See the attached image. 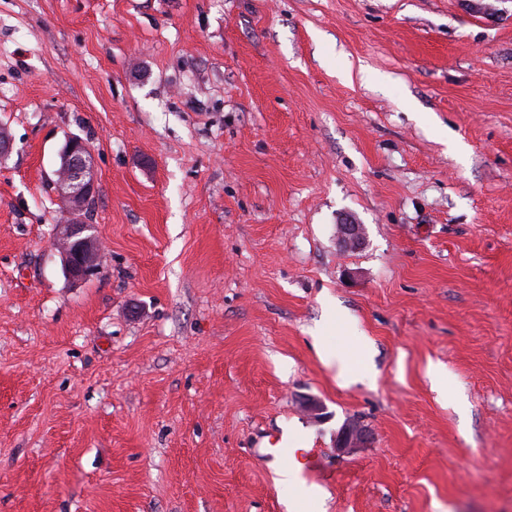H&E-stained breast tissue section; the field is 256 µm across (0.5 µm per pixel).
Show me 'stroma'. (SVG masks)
<instances>
[{
  "instance_id": "obj_1",
  "label": "stroma",
  "mask_w": 512,
  "mask_h": 512,
  "mask_svg": "<svg viewBox=\"0 0 512 512\" xmlns=\"http://www.w3.org/2000/svg\"><path fill=\"white\" fill-rule=\"evenodd\" d=\"M485 2L0 0V512H512V0ZM54 183L66 215L64 224H56L54 242L64 262L66 275L72 280H82L97 268L99 256L97 239L85 224V211L94 200L95 181L89 166V151L82 140L68 139L60 152L59 164L54 171Z\"/></svg>"
}]
</instances>
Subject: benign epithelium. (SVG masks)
Here are the masks:
<instances>
[{"instance_id":"benign-epithelium-1","label":"benign epithelium","mask_w":512,"mask_h":512,"mask_svg":"<svg viewBox=\"0 0 512 512\" xmlns=\"http://www.w3.org/2000/svg\"><path fill=\"white\" fill-rule=\"evenodd\" d=\"M54 183L66 220L54 229V242L64 262L66 275L82 280L96 267L99 249L95 235L83 217L88 202L94 197L95 181L89 166V151L76 137L68 139L60 152L54 171ZM338 241L345 248H356L363 241V227L348 219L337 225ZM367 434L354 423L346 424L336 437V447L353 448L364 443Z\"/></svg>"}]
</instances>
